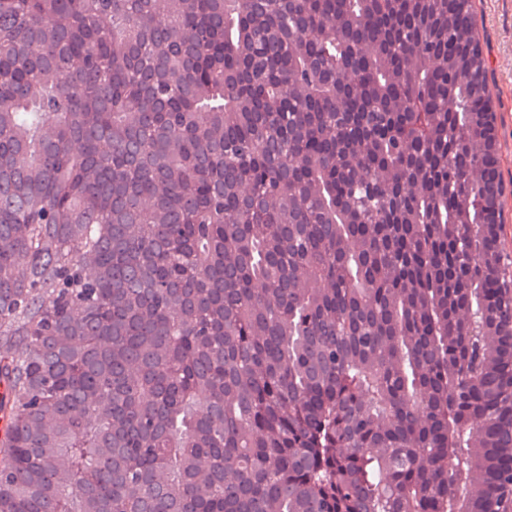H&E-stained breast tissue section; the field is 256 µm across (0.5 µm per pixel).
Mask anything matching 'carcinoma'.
I'll list each match as a JSON object with an SVG mask.
<instances>
[{"label": "carcinoma", "instance_id": "carcinoma-1", "mask_svg": "<svg viewBox=\"0 0 512 512\" xmlns=\"http://www.w3.org/2000/svg\"><path fill=\"white\" fill-rule=\"evenodd\" d=\"M496 120L471 0H0V512H500Z\"/></svg>", "mask_w": 512, "mask_h": 512}]
</instances>
